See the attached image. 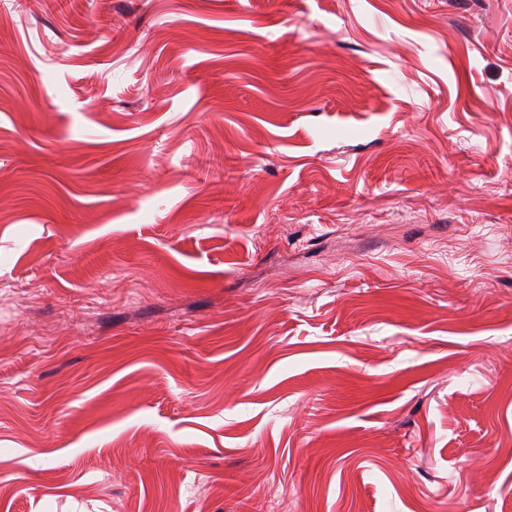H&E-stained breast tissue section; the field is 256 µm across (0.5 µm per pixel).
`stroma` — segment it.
<instances>
[{"label": "stroma", "instance_id": "obj_1", "mask_svg": "<svg viewBox=\"0 0 512 512\" xmlns=\"http://www.w3.org/2000/svg\"><path fill=\"white\" fill-rule=\"evenodd\" d=\"M508 443L512 0H0V512H512Z\"/></svg>", "mask_w": 512, "mask_h": 512}]
</instances>
